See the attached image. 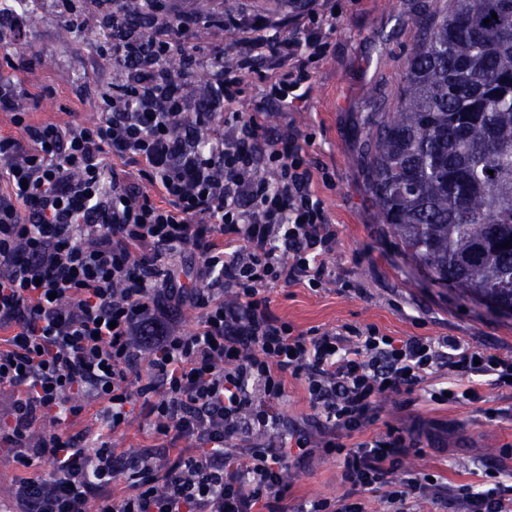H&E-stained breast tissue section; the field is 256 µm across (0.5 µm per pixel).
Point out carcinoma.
<instances>
[{
  "instance_id": "obj_1",
  "label": "carcinoma",
  "mask_w": 512,
  "mask_h": 512,
  "mask_svg": "<svg viewBox=\"0 0 512 512\" xmlns=\"http://www.w3.org/2000/svg\"><path fill=\"white\" fill-rule=\"evenodd\" d=\"M152 2L128 0L127 29ZM421 30L394 111L371 123L368 190L433 282L512 309V0H448Z\"/></svg>"
}]
</instances>
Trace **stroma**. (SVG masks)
<instances>
[{"label":"stroma","mask_w":512,"mask_h":512,"mask_svg":"<svg viewBox=\"0 0 512 512\" xmlns=\"http://www.w3.org/2000/svg\"><path fill=\"white\" fill-rule=\"evenodd\" d=\"M336 17L324 18L330 44L326 57L311 67L312 78L300 101L266 106L269 126L280 136H297L312 166L313 193L323 203L336 233V247L326 259L328 276L321 289L304 284L268 287L270 308L297 331L341 329L345 325L377 327L397 338L456 337L461 343L488 346L512 356V318L497 315L457 291L433 284L402 254L380 223L367 189V119L392 109L403 66L418 38V21L438 13L445 0H335ZM309 0H158L156 15L184 14L190 30L188 53L204 59L233 46L230 18L265 14L293 32L294 18ZM100 0H26L21 37L0 43V56L26 61L23 71L0 66V77L27 91L25 105L33 123L89 124L99 115L101 94L115 72L104 61L100 43ZM482 401L435 404L419 398L404 406L392 396L381 404L378 421L367 437L386 425L421 428L423 454L404 457L400 476H440L437 486L413 490L415 512H468L464 499L451 491L466 485L479 492L492 482L512 486V390L490 386ZM80 445L93 448L98 435L117 447L147 451L162 458L164 450L149 435V421L132 414L125 427L110 431L97 408L81 414L69 429ZM342 461L315 453L290 459V512L299 504L340 498ZM493 471L495 481L484 478Z\"/></svg>","instance_id":"35a3bbf8"}]
</instances>
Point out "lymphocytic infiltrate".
<instances>
[{
  "label": "lymphocytic infiltrate",
  "instance_id": "obj_1",
  "mask_svg": "<svg viewBox=\"0 0 512 512\" xmlns=\"http://www.w3.org/2000/svg\"><path fill=\"white\" fill-rule=\"evenodd\" d=\"M188 25L172 13L149 35L112 42L121 67L90 125L30 123L23 90L0 79V112L19 131L0 137V445L22 471L12 512H288V461L317 450L341 458L345 492L297 512H364L361 494L381 487L408 512L399 470L420 443L391 425L365 438L383 399L447 369L455 383L431 401L477 402L482 386L506 387L512 359L372 326L303 333L271 312L270 285L322 286L336 235L297 137L274 135L263 108L233 106L259 57L275 66L265 100L309 81L311 57L327 49L322 19L310 9L293 37L250 17L237 27L238 63L188 57L187 86L163 62ZM219 112L223 125L198 141ZM188 252L206 281L193 291L174 277ZM186 303L200 311L190 333L177 327ZM290 377L305 385L310 429L277 411ZM72 393L81 403L65 406ZM90 403L115 430L140 410L162 461L107 440L85 453L62 426L35 434L41 418ZM271 428L283 431L278 446L253 441Z\"/></svg>",
  "mask_w": 512,
  "mask_h": 512
}]
</instances>
